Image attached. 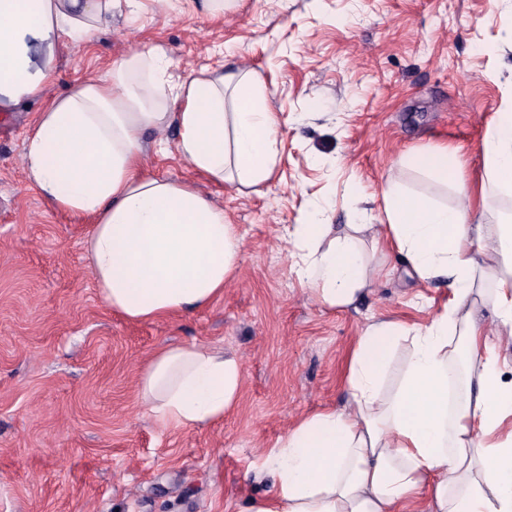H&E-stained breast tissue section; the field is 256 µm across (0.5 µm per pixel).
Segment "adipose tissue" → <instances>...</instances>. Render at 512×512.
Segmentation results:
<instances>
[{"instance_id": "obj_1", "label": "adipose tissue", "mask_w": 512, "mask_h": 512, "mask_svg": "<svg viewBox=\"0 0 512 512\" xmlns=\"http://www.w3.org/2000/svg\"><path fill=\"white\" fill-rule=\"evenodd\" d=\"M143 0H0V109L38 99L25 140L27 178L53 206L92 217L90 268L106 305L148 321L210 305L236 270L241 248L224 210L192 185L147 173L143 137L176 128V148L198 173L254 189L271 180L279 120L259 76L190 72L176 94L158 46L116 60L102 78L49 97L43 46L80 41ZM499 196L512 198V110L484 138ZM448 206L390 182L387 222L373 249L402 256L423 281L449 288L423 326L382 321L360 336L346 377L347 407L299 421L264 462L272 489L248 512H512V224L490 218L465 183ZM363 224L325 215L282 237L291 267L318 305H352L381 277L365 259ZM492 281L494 330L474 318ZM239 360L223 349L162 348L139 381L142 405L162 424L204 427L238 401Z\"/></svg>"}]
</instances>
